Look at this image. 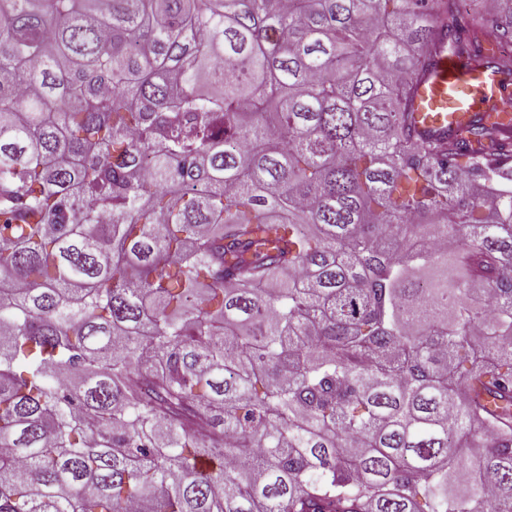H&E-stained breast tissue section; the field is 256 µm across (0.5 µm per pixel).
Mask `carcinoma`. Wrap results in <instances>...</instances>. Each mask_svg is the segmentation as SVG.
<instances>
[{
    "label": "carcinoma",
    "mask_w": 512,
    "mask_h": 512,
    "mask_svg": "<svg viewBox=\"0 0 512 512\" xmlns=\"http://www.w3.org/2000/svg\"><path fill=\"white\" fill-rule=\"evenodd\" d=\"M506 43L512 0H0V512H512V140L414 117Z\"/></svg>",
    "instance_id": "1"
}]
</instances>
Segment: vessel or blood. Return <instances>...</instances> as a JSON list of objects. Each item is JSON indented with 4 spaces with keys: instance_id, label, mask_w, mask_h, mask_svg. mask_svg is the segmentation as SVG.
Returning <instances> with one entry per match:
<instances>
[{
    "instance_id": "obj_1",
    "label": "vessel or blood",
    "mask_w": 512,
    "mask_h": 512,
    "mask_svg": "<svg viewBox=\"0 0 512 512\" xmlns=\"http://www.w3.org/2000/svg\"><path fill=\"white\" fill-rule=\"evenodd\" d=\"M511 101L512 92L496 72L444 56L419 87L416 120L422 130L445 132L461 128L476 115L503 111Z\"/></svg>"
}]
</instances>
